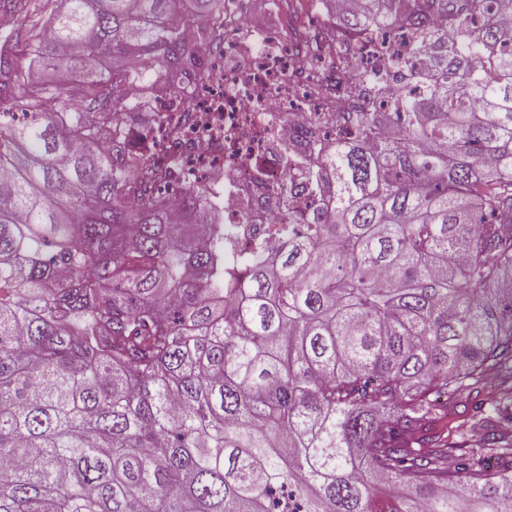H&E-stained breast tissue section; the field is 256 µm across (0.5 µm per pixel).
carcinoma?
Segmentation results:
<instances>
[{
    "label": "carcinoma",
    "instance_id": "obj_1",
    "mask_svg": "<svg viewBox=\"0 0 512 512\" xmlns=\"http://www.w3.org/2000/svg\"><path fill=\"white\" fill-rule=\"evenodd\" d=\"M179 2L57 0L24 42L74 78L58 112L0 45V101L26 110L0 112V512H512V438L483 418L467 456L464 430L433 429L438 398L490 376L500 419L512 404V0H405L393 103L351 64L359 111L329 147L306 135L301 179L330 206L270 191L283 244L236 265L164 113L133 112L224 52L225 0L194 44ZM104 54L156 67L144 84Z\"/></svg>",
    "mask_w": 512,
    "mask_h": 512
}]
</instances>
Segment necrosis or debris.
Instances as JSON below:
<instances>
[{"label":"necrosis or debris","instance_id":"1","mask_svg":"<svg viewBox=\"0 0 512 512\" xmlns=\"http://www.w3.org/2000/svg\"><path fill=\"white\" fill-rule=\"evenodd\" d=\"M294 0H280L274 33L250 28L241 0L224 5V63L207 65L192 98L164 104L171 126L181 113L191 115L182 138V159L209 188L224 190V222L234 231L233 254L271 250L281 242L280 214L267 193L285 178L283 160L274 149L296 147L311 124L323 121L324 132L337 138V124L354 106L344 90L345 69H333L336 51L360 60L379 75L382 95L393 96L387 74L396 56L408 52L411 38L380 26L335 43L315 44L304 37Z\"/></svg>","mask_w":512,"mask_h":512}]
</instances>
